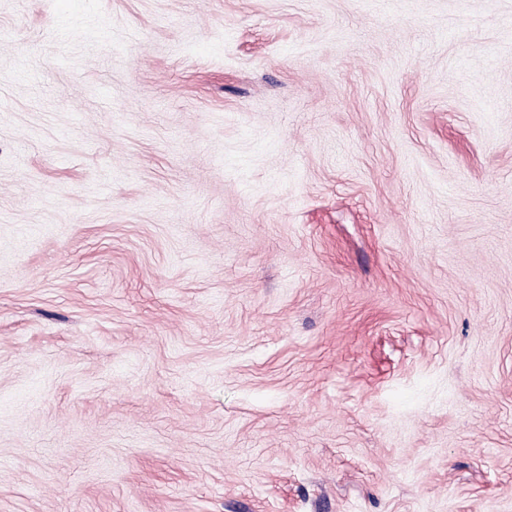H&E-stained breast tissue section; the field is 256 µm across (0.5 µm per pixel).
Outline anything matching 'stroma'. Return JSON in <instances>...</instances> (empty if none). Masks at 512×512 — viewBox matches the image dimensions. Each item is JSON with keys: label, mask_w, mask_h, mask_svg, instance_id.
<instances>
[{"label": "stroma", "mask_w": 512, "mask_h": 512, "mask_svg": "<svg viewBox=\"0 0 512 512\" xmlns=\"http://www.w3.org/2000/svg\"><path fill=\"white\" fill-rule=\"evenodd\" d=\"M0 512H512V0H0Z\"/></svg>", "instance_id": "1"}]
</instances>
